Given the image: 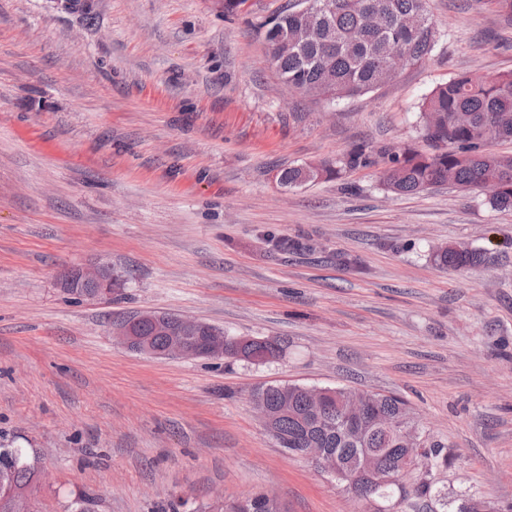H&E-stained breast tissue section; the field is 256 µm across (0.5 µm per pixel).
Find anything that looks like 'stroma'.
Listing matches in <instances>:
<instances>
[{
  "mask_svg": "<svg viewBox=\"0 0 512 512\" xmlns=\"http://www.w3.org/2000/svg\"><path fill=\"white\" fill-rule=\"evenodd\" d=\"M289 2L0 0V446L46 474L38 512L81 496L197 512L270 489L288 512H371L265 433L252 396L275 384L407 401L448 462L406 472L435 495L394 512H512V209L453 184L393 195L376 166L278 181L360 144L428 151L424 98L512 72V14L426 0L431 56L327 102L290 94L266 54L259 23ZM446 244L485 259L440 268ZM100 262L120 288L63 291L64 272ZM149 311L284 352L164 360L113 342V322Z\"/></svg>",
  "mask_w": 512,
  "mask_h": 512,
  "instance_id": "obj_1",
  "label": "stroma"
}]
</instances>
